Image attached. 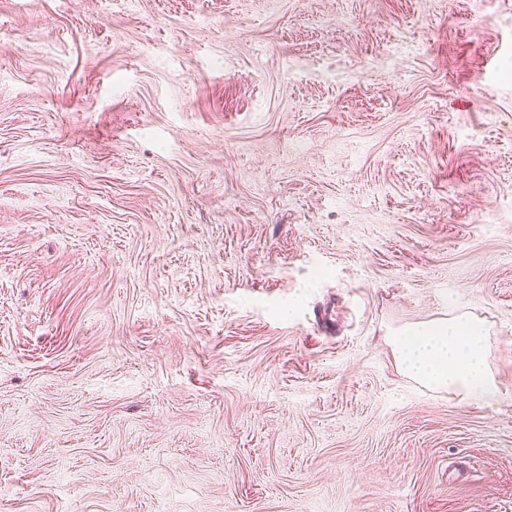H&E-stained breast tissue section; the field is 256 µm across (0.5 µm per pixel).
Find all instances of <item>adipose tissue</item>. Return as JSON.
<instances>
[{"mask_svg": "<svg viewBox=\"0 0 512 512\" xmlns=\"http://www.w3.org/2000/svg\"><path fill=\"white\" fill-rule=\"evenodd\" d=\"M402 372L433 391L470 398L494 395L497 384L486 366L489 332L468 313L421 323L392 337Z\"/></svg>", "mask_w": 512, "mask_h": 512, "instance_id": "ef3b65f1", "label": "adipose tissue"}]
</instances>
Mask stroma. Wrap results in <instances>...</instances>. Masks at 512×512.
I'll use <instances>...</instances> for the list:
<instances>
[{
    "label": "stroma",
    "mask_w": 512,
    "mask_h": 512,
    "mask_svg": "<svg viewBox=\"0 0 512 512\" xmlns=\"http://www.w3.org/2000/svg\"><path fill=\"white\" fill-rule=\"evenodd\" d=\"M0 512H512V0H0ZM402 372L435 392H458L483 399L497 384L486 366L489 332L469 313L410 327L391 339Z\"/></svg>",
    "instance_id": "35a3bbf8"
}]
</instances>
